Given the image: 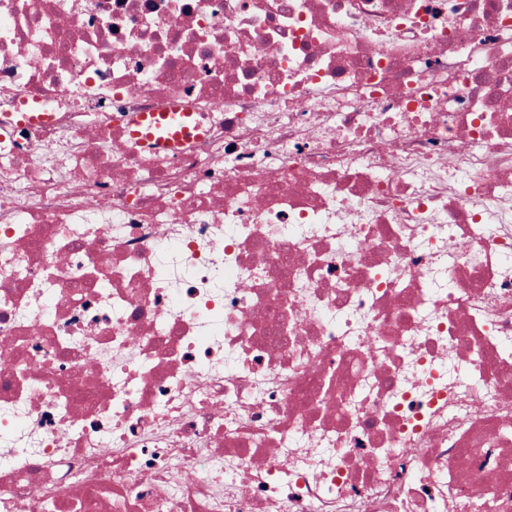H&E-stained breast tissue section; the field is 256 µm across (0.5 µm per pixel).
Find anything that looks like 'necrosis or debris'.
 Wrapping results in <instances>:
<instances>
[{"label":"necrosis or debris","instance_id":"necrosis-or-debris-1","mask_svg":"<svg viewBox=\"0 0 512 512\" xmlns=\"http://www.w3.org/2000/svg\"><path fill=\"white\" fill-rule=\"evenodd\" d=\"M16 112L0 512H512V0H0ZM172 112L165 113H141L133 120L131 127V137L136 142H154L160 148L175 149L181 146L194 133L199 131V126L183 125L180 132L171 133L169 131V123L179 114L180 117L185 116L184 113H178L177 108H173Z\"/></svg>","mask_w":512,"mask_h":512}]
</instances>
